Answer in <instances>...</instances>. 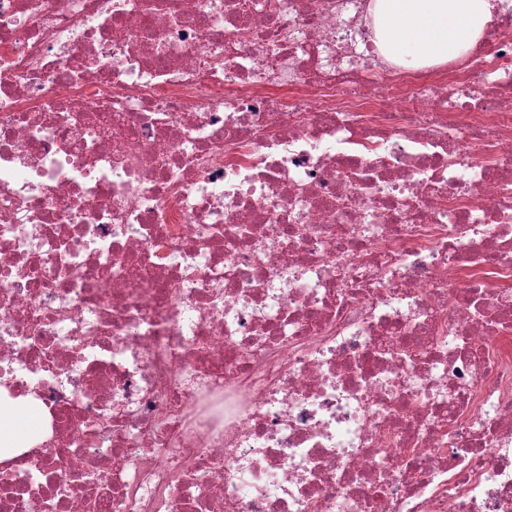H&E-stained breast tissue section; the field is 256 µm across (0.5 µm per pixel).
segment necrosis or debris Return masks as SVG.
Instances as JSON below:
<instances>
[{"label": "necrosis or debris", "instance_id": "obj_1", "mask_svg": "<svg viewBox=\"0 0 512 512\" xmlns=\"http://www.w3.org/2000/svg\"><path fill=\"white\" fill-rule=\"evenodd\" d=\"M0 0V512H512V0ZM492 0H376L385 52L403 65H443L468 54L493 19ZM48 413L30 396L10 397L0 390V462L17 459L42 442Z\"/></svg>", "mask_w": 512, "mask_h": 512}]
</instances>
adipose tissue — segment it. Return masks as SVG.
<instances>
[{
    "instance_id": "obj_1",
    "label": "adipose tissue",
    "mask_w": 512,
    "mask_h": 512,
    "mask_svg": "<svg viewBox=\"0 0 512 512\" xmlns=\"http://www.w3.org/2000/svg\"><path fill=\"white\" fill-rule=\"evenodd\" d=\"M492 19V0H376L375 5L382 47L408 67L463 57ZM48 430V413L38 402L0 390V462L29 452Z\"/></svg>"
}]
</instances>
